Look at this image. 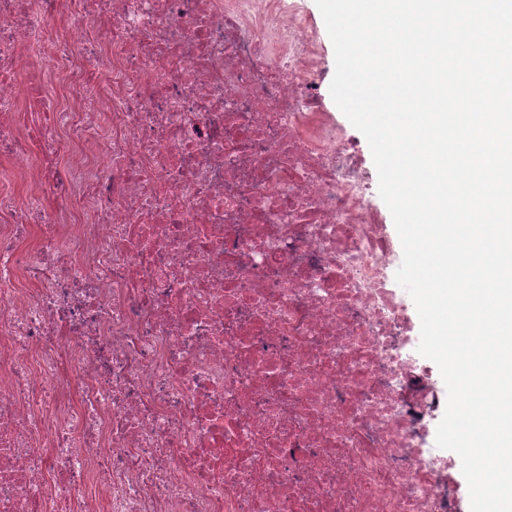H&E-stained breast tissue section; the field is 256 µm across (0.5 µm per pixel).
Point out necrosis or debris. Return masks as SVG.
<instances>
[{
    "instance_id": "1",
    "label": "necrosis or debris",
    "mask_w": 512,
    "mask_h": 512,
    "mask_svg": "<svg viewBox=\"0 0 512 512\" xmlns=\"http://www.w3.org/2000/svg\"><path fill=\"white\" fill-rule=\"evenodd\" d=\"M325 75L303 0H0V512H462Z\"/></svg>"
}]
</instances>
